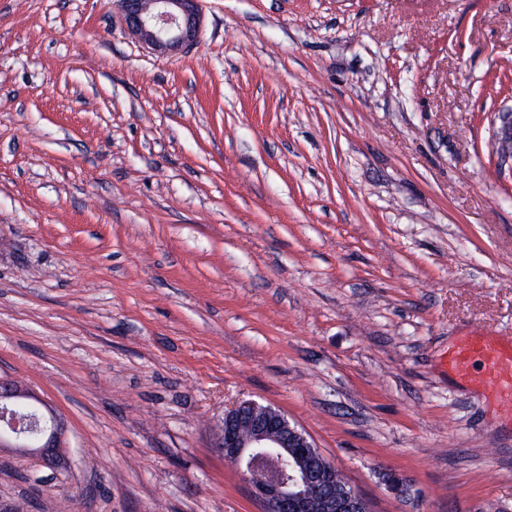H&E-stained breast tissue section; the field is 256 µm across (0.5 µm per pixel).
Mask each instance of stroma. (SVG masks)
Listing matches in <instances>:
<instances>
[{"instance_id":"stroma-1","label":"stroma","mask_w":512,"mask_h":512,"mask_svg":"<svg viewBox=\"0 0 512 512\" xmlns=\"http://www.w3.org/2000/svg\"><path fill=\"white\" fill-rule=\"evenodd\" d=\"M200 8L166 55L118 0H0V377L73 460L0 451V498L260 512L214 447L254 399L372 512H512V412L445 365L512 341V0ZM494 150L498 159L507 164L512 162V110L502 112L500 123L493 132Z\"/></svg>"}]
</instances>
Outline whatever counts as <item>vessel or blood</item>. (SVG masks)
<instances>
[{"instance_id": "vessel-or-blood-1", "label": "vessel or blood", "mask_w": 512, "mask_h": 512, "mask_svg": "<svg viewBox=\"0 0 512 512\" xmlns=\"http://www.w3.org/2000/svg\"><path fill=\"white\" fill-rule=\"evenodd\" d=\"M447 365L463 379H476L499 404L512 409V343L474 332L462 337Z\"/></svg>"}]
</instances>
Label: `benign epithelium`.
I'll use <instances>...</instances> for the list:
<instances>
[{
    "mask_svg": "<svg viewBox=\"0 0 512 512\" xmlns=\"http://www.w3.org/2000/svg\"><path fill=\"white\" fill-rule=\"evenodd\" d=\"M129 32L154 51L182 53L198 41L200 0H118ZM498 159L512 162V110L503 112L493 132ZM64 419L28 387L0 378V449L13 448L38 457L54 471H68L63 451ZM215 448L242 472L261 512H369L354 489L336 492V467L306 432L280 411L256 400H242L215 424ZM269 459L278 470L258 476V463Z\"/></svg>",
    "mask_w": 512,
    "mask_h": 512,
    "instance_id": "benign-epithelium-1",
    "label": "benign epithelium"
}]
</instances>
